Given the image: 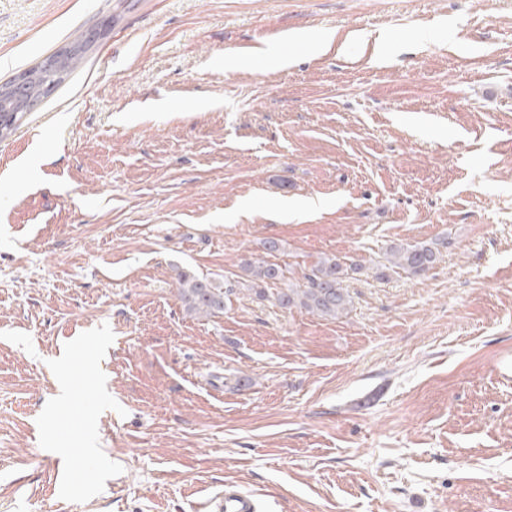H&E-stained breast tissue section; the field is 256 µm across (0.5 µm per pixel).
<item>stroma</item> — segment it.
<instances>
[{
    "label": "stroma",
    "instance_id": "obj_1",
    "mask_svg": "<svg viewBox=\"0 0 512 512\" xmlns=\"http://www.w3.org/2000/svg\"><path fill=\"white\" fill-rule=\"evenodd\" d=\"M103 21L0 142V512H512V0H0V81ZM269 237L348 313L185 311ZM92 31L93 30L86 29L85 31L79 32L70 43L52 53L53 56H57L60 59L61 73L55 84V89L64 83V81L83 64L86 52L95 42V40L90 39ZM69 47H73L76 50L67 52ZM439 244L431 242L390 246L383 254L385 263L378 261L381 269L378 275L386 277V270H391L394 273L401 270L410 275L425 274L433 267L440 255ZM178 297L188 311L205 316L224 312L230 296L236 293L232 285L222 288L208 277L180 272L177 279ZM259 500L234 485H225L224 492L209 495L196 503V512H259Z\"/></svg>",
    "mask_w": 512,
    "mask_h": 512
}]
</instances>
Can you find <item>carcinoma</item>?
Returning a JSON list of instances; mask_svg holds the SVG:
<instances>
[{"label":"carcinoma","instance_id":"obj_1","mask_svg":"<svg viewBox=\"0 0 512 512\" xmlns=\"http://www.w3.org/2000/svg\"><path fill=\"white\" fill-rule=\"evenodd\" d=\"M91 30L79 32L74 39L53 52L60 59V75L56 85L64 81L84 62L85 54L93 45ZM440 255L438 243L415 245H394L384 253V262L379 264V276L386 271L399 270L410 275H422L429 271ZM241 269L251 279V291L260 300H273L282 309L304 310L322 318L335 319L345 314L352 303V297L343 283L349 271L357 265H347L334 255H321L295 276L291 266H282L261 259H245ZM178 297L185 308L205 316L224 312L226 302L236 293L232 286L225 288L204 276L178 274Z\"/></svg>","mask_w":512,"mask_h":512}]
</instances>
